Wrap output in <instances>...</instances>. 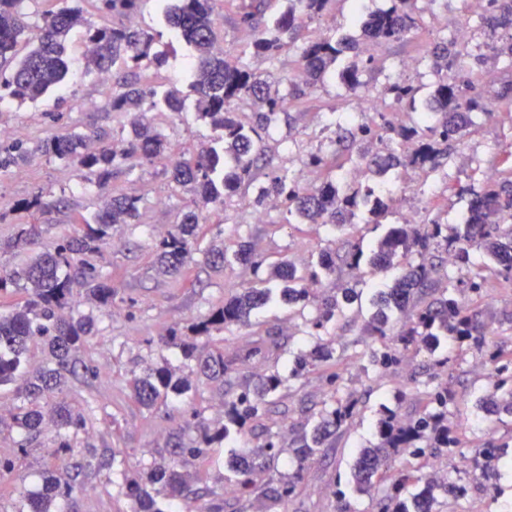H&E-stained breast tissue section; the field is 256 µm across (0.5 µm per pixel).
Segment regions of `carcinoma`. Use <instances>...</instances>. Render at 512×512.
Instances as JSON below:
<instances>
[{
    "label": "carcinoma",
    "instance_id": "1",
    "mask_svg": "<svg viewBox=\"0 0 512 512\" xmlns=\"http://www.w3.org/2000/svg\"><path fill=\"white\" fill-rule=\"evenodd\" d=\"M26 0H0V89L19 102L33 101L63 87L69 72L65 57L66 44L72 32L86 28L87 51L84 56L89 72L107 74L119 64L141 65L158 59L152 52L154 35L148 30L124 26L114 29L95 28L88 23L78 7H63L48 12L40 26H31L23 5ZM100 8L126 14L136 12L143 0H97ZM286 10L273 16L266 28L257 31L241 51L224 54L215 49L214 0H178L169 8L159 2L166 20L183 41L193 57L192 87L198 94L195 119L209 123L222 131L221 146L201 148L187 160L171 162L172 181L179 187H190L194 194L192 209L183 213L179 224L162 238L154 255V266L165 274H179L191 262L194 242L201 230L198 211L208 205L224 206V197L235 192L245 180L252 178L258 161L266 155L265 138L273 120L289 109L305 104L317 83L344 52L345 43L330 31H322L296 48L304 79L290 82L287 93L280 94L271 83L251 68L250 59L278 61L291 49L298 32L306 21L324 16L334 0H286ZM236 8L239 23L252 28L257 18L269 9V0H224ZM481 18L492 28L509 31L506 40L496 43L473 42L468 36L453 42L438 38L419 49V54L434 58L432 75L436 87L432 98L417 102V88L410 83H394L387 91L399 102H407L417 112H439L437 125L422 126L426 119L412 126L394 127L384 123L393 133L389 142L376 151L364 150L357 156L345 154L347 143H383L370 124H358L342 130L330 157L312 153L307 165L321 172L318 184L303 188L288 175H275L268 186L260 189L255 203L270 195L280 198L288 215L308 224L316 231L333 226L340 230L362 208L369 224L379 223L387 206L372 186L357 181L342 184L335 170L351 163L362 173L384 179L396 178L408 168L434 170L440 165L444 150L460 142L473 124L472 112L478 108L485 114L511 116L512 80L502 79L497 89L479 103L483 93L477 91L468 73L466 60L479 59L490 52L512 58V0H484ZM420 29L413 0H394V6L370 16L364 35L374 41L399 40ZM30 37H25V34ZM124 91L112 95L109 105L116 112H125L134 132L128 141L99 142L89 146L91 137L82 134L59 136L41 146V152L71 163L94 176L95 187L107 194L104 206L91 217L80 215L72 223V233L54 249L38 254L31 261L0 273V297L17 294L22 300L9 305L0 313V386L19 384L23 404L11 411L14 425L27 438L17 444L27 447L28 440L50 435L55 463L48 468L42 489L26 494V512H51L53 502L72 491L71 480L77 478L89 463H67L73 451L75 433L86 430L93 417L92 406L87 412L72 409L64 402L51 404L50 394L65 383L73 354L95 335L96 319L76 310L74 285H80L87 301L100 310H112L116 292L112 276L102 273L85 259L98 254L112 243V229L118 224H131L140 217L138 197L128 196L111 188L112 178L122 169H132L166 157L167 141L156 130L147 113L139 111V103L147 91L135 83L123 85ZM244 106L256 109L248 120L238 117ZM28 158L22 144L15 142L0 158V170L5 172ZM462 230L448 231V225L437 219L422 224L404 221L390 224L369 251L350 240L334 248H326L316 266L297 268L291 261L267 262L248 249L233 253L234 258L249 268L251 279L224 305L206 318L186 328L173 325L159 337L166 345L180 343L182 357L191 372L204 383H215L221 389L224 424L219 427L197 421L196 438L186 443L177 435L169 442L172 463L152 469L151 482L167 491L165 502L157 500L146 486L126 474L125 459L118 453L97 462L122 480L125 495L136 504V512H172L174 502L185 497L190 474L212 463L208 449L215 444L229 443L246 436L251 424L264 410L265 397L276 393L293 379H299L312 369L331 367L325 380L331 394L317 417L310 435H297L292 440L296 470L293 476L278 485L274 479L263 480L257 474L253 457L272 455L279 448L276 436L269 435L256 449L235 453L230 457L229 474L224 486L233 489L237 500L252 495L270 496L286 501L297 488L300 473L307 464L327 447V441L341 437L358 414L360 399L345 389L343 373L336 369L342 356L331 345L329 325L338 320L345 309L358 300L354 288H338L332 294H319L323 279L341 263L352 271L368 265L376 271L395 266L401 274L388 291L373 299L374 311L363 327L364 333L383 345L373 352L374 362L384 369L400 365L406 353L424 348L439 354L433 366L445 368L448 344L458 350L487 346L492 334L490 324L483 319L478 303L487 276L494 275L512 285V226L502 227L491 217L503 210H512V154L502 160V168L485 181L480 191L472 192ZM34 224H19L12 237V247L25 249L36 244ZM483 253L482 262H473L471 250ZM282 283L280 298L295 308L309 303L318 304V314L304 321L305 334L316 339L309 355L298 359L292 374L278 372L258 374L259 391L244 388L234 392L233 374L257 358L278 355L280 345L269 330H259L253 320L260 310L273 301V288ZM232 326L248 330L244 345L234 355L224 356V346L212 336ZM41 343L48 351L51 367L30 370L27 353ZM489 360L493 391L484 399L485 411L512 415V350L494 349ZM134 400L143 406H153L171 395H182L191 389L187 378H177L167 366L147 370L143 376L129 381ZM425 407L413 417L402 415L397 408L384 407L376 426V443L360 450L349 473L346 485L356 492L368 493L374 483H385L387 489L376 498L375 512H432L435 491L459 497L466 488L448 480V474H425L419 467H393V458L405 452L423 458L433 448L458 447V434L466 429L467 421H448V405L455 403V394L448 384L424 383ZM501 457L495 448L486 445L479 457L472 460L480 469L483 487L495 493L496 476Z\"/></svg>",
    "mask_w": 512,
    "mask_h": 512
}]
</instances>
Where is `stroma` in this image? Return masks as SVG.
Returning <instances> with one entry per match:
<instances>
[{"mask_svg":"<svg viewBox=\"0 0 512 512\" xmlns=\"http://www.w3.org/2000/svg\"><path fill=\"white\" fill-rule=\"evenodd\" d=\"M66 5L82 9L99 28L134 22L156 33L153 50L163 63L117 68L108 82H101L97 73L85 69L84 32L78 29L69 42L70 75L66 86L35 101L0 103V126L16 128L17 140L30 151L20 174H0V270L19 266L33 256L32 251L8 247L14 225L27 221L36 224L41 248L50 249L70 234L76 214L89 215L103 206L104 195L90 186L76 167L42 155L38 147L43 141L71 133L98 136L107 141L132 138V129L124 115L107 105L121 80L153 87L161 94L171 88L183 90L184 118L156 110L150 113L158 130L165 135L173 157H191L218 137L208 123L194 118L197 97L179 79L188 67L190 52L170 38L154 0H143L133 17L101 10L97 0H26L24 8L30 24L37 26L48 11ZM391 5L392 0H336L329 26L335 35L349 39L348 48L336 66L328 69L306 106L291 110L289 118L280 117L272 122L268 143L273 152L269 164L256 171L254 182L241 184L226 197L223 209H204L206 233L193 246V279L177 281L158 273L151 263L156 244L179 222L193 198L192 192L172 183L170 168L164 160L123 171L115 179L118 191L143 196L144 201L138 223L117 227L111 245L93 257L103 272L118 270L122 276L112 282L117 297L111 311L96 312L86 303L79 306L80 312H91L96 317L95 336L76 353L77 360L88 365L90 371L69 379L63 391L53 396L54 401L67 402L77 410L88 404L95 409L89 429L73 440L75 461L117 451L125 458L129 474L143 481L154 466L170 461L167 443L173 433L182 430L187 438H194L189 425L195 414H202L212 426L223 421V409L204 384H193L189 392L147 409L131 398L129 381L142 374L148 365L163 362L176 375L189 376L179 345L159 347L158 337L165 335L172 325L184 326L208 316L232 295L234 287L246 281L245 267L236 262L227 264L223 271H211L207 252L213 240H223L228 251L251 249L272 262L285 257L300 267L317 263L322 250L334 238L330 230L316 232L306 224L288 223L277 208L268 210L265 221L257 224L247 221L246 215L253 209L256 184L269 181L272 175L285 171L300 176L305 184L317 181L318 172L304 167L303 161L312 152L334 151L337 128L348 125L356 92L339 80V68L360 64L371 53L377 58V66L362 67L360 89L381 93L393 82L407 80L419 85L422 95L433 92L430 61L417 64L411 71L404 68L413 53V38L371 45L362 34L358 15L384 11ZM416 8L425 29L448 34L453 33L465 12L463 0H416ZM473 118L475 125L470 134L442 158L437 170L410 169L390 181L385 195L389 207L387 223H394L404 215L419 222L435 207L441 223L451 227L461 224L470 201L466 187L481 186L486 171L496 169L501 157L512 152V126L486 118L478 111ZM449 181L463 187V194L445 197V184ZM41 190L51 191L56 198L64 197L65 205L25 213L23 203ZM392 278L389 270L358 278L344 268L324 281L325 289L330 291L352 281L361 293V313L348 314L331 330L337 339V351L350 362L344 374L345 383L361 397V412L333 447L323 449L306 468L295 495L285 504L262 496L250 497L241 504L225 495L227 450L217 445L211 449L212 465L202 474L210 492L198 500H184L188 512H336L333 481L337 473L348 470L361 448L374 441L380 405L401 390L407 395L406 410L421 407L422 388L412 382L411 375L414 368L426 363V353H409L405 364L379 373L369 358L376 343L363 333L372 311V298L386 290ZM481 309L495 330L492 343L512 348V288L499 280H490ZM315 313V307H308L304 317ZM304 317L290 316L287 306L280 303L262 309L257 319L279 336L281 356L263 360L256 367L242 368L237 374V384L255 386L258 369L287 370L296 354L310 350L313 343L303 334ZM490 371L486 353L470 350L461 354L453 348L448 351L447 367L439 371L458 399L457 404L449 406L448 419L453 422L461 416L467 418L468 430L457 452L451 454L442 448L436 450L435 456L447 463L449 478L464 484L467 493L461 498L439 496L433 512H512V466L502 469L498 491L491 496L483 491L480 480L465 472L460 461L461 455H473L490 438L512 447V416L488 417L480 408L483 396L491 392ZM326 399L321 373L311 372L291 382L289 388L272 395L269 412L258 421L251 435L242 438L241 448L258 446L265 432L279 434L281 451L272 457L258 458L257 463L261 470L277 479L293 474L291 442L297 434L309 430ZM52 451L50 440L42 437L17 456L13 474L0 481V512H20L23 495L41 488L45 463ZM51 510L133 512V502L109 483L105 471L92 467L78 477L72 494L57 500Z\"/></svg>","mask_w":512,"mask_h":512,"instance_id":"35a3bbf8","label":"stroma"}]
</instances>
